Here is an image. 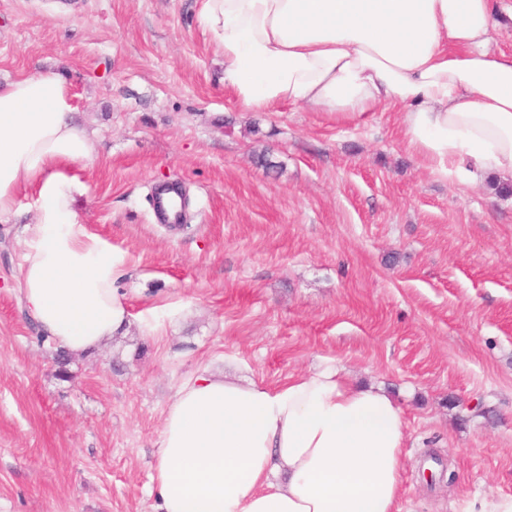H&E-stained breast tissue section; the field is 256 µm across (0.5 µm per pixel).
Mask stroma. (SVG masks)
Masks as SVG:
<instances>
[{"label": "stroma", "mask_w": 512, "mask_h": 512, "mask_svg": "<svg viewBox=\"0 0 512 512\" xmlns=\"http://www.w3.org/2000/svg\"><path fill=\"white\" fill-rule=\"evenodd\" d=\"M198 0H0V85L67 81L95 160L80 223L128 257L130 324L54 360L19 290L35 198L0 219V512H157L176 386L339 365L406 424L401 512L512 496V176L424 168L385 108L242 106ZM181 184L183 230L152 206Z\"/></svg>", "instance_id": "stroma-1"}]
</instances>
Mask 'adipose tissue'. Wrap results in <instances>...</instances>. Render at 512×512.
Masks as SVG:
<instances>
[{
  "mask_svg": "<svg viewBox=\"0 0 512 512\" xmlns=\"http://www.w3.org/2000/svg\"><path fill=\"white\" fill-rule=\"evenodd\" d=\"M498 0H200L224 84L251 109L302 105L337 119L386 106L433 174H512V56L490 49ZM68 84L0 86V218L36 197L20 290L39 331L70 353L130 322L127 256L77 219L93 160ZM405 422L341 369L272 389L204 367L174 391L155 469L161 512H400Z\"/></svg>",
  "mask_w": 512,
  "mask_h": 512,
  "instance_id": "obj_1",
  "label": "adipose tissue"
}]
</instances>
